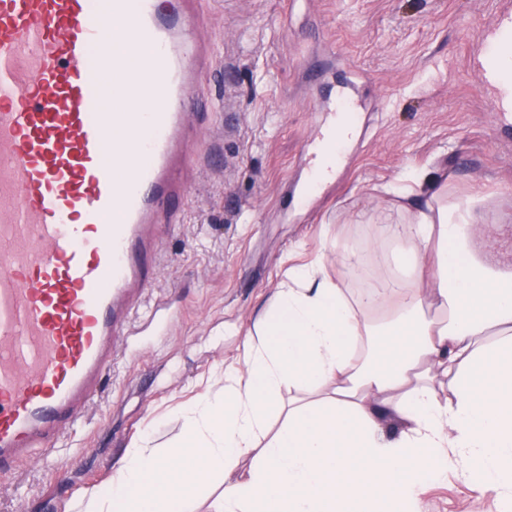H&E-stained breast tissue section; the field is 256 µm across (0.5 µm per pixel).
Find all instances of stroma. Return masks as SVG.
I'll list each match as a JSON object with an SVG mask.
<instances>
[{"label":"stroma","instance_id":"obj_1","mask_svg":"<svg viewBox=\"0 0 512 512\" xmlns=\"http://www.w3.org/2000/svg\"><path fill=\"white\" fill-rule=\"evenodd\" d=\"M497 0H202L214 72L198 96L211 159L182 173L184 203L156 225L153 281L138 320L171 307L164 335L119 357L81 426L55 453L36 451L0 474V512H73L83 490L107 485L142 435L165 445L182 406L217 393L225 362L265 297L293 265L322 259L349 295L397 273L392 231L410 212L390 191L405 169L447 180L448 197L484 199L475 248L512 268V124L487 111L489 91L469 69L478 25ZM330 66L367 103L346 157L312 201L301 182L320 139L311 67ZM360 249L365 284L337 263L334 244ZM460 466L432 484L424 512H500L463 486Z\"/></svg>","mask_w":512,"mask_h":512}]
</instances>
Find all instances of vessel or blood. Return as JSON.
<instances>
[{"mask_svg":"<svg viewBox=\"0 0 512 512\" xmlns=\"http://www.w3.org/2000/svg\"><path fill=\"white\" fill-rule=\"evenodd\" d=\"M196 3L0 0L2 472L64 436L135 334L151 229L199 160Z\"/></svg>","mask_w":512,"mask_h":512,"instance_id":"b4317fda","label":"vessel or blood"}]
</instances>
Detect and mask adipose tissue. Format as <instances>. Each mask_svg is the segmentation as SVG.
Listing matches in <instances>:
<instances>
[{"mask_svg": "<svg viewBox=\"0 0 512 512\" xmlns=\"http://www.w3.org/2000/svg\"><path fill=\"white\" fill-rule=\"evenodd\" d=\"M486 62L512 112V43ZM427 181L406 172L394 193L413 212L406 238L429 258L403 252L401 282L355 298L320 262L289 268L252 324L244 367L225 365L222 394L185 406L166 447L136 441L110 487L85 490L74 512H197L216 477L211 512H423L425 486L453 459L472 493L512 512V270L472 249L473 200H412ZM391 294L395 317L378 323Z\"/></svg>", "mask_w": 512, "mask_h": 512, "instance_id": "ef3b65f1", "label": "adipose tissue"}]
</instances>
